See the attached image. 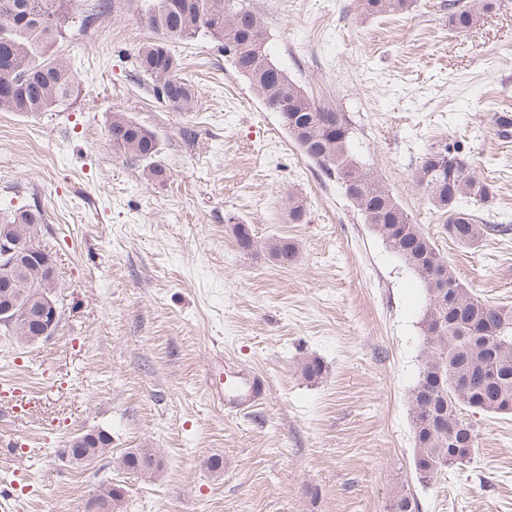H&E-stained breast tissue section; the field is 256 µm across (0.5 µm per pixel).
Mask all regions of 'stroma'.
<instances>
[{
  "label": "stroma",
  "mask_w": 512,
  "mask_h": 512,
  "mask_svg": "<svg viewBox=\"0 0 512 512\" xmlns=\"http://www.w3.org/2000/svg\"><path fill=\"white\" fill-rule=\"evenodd\" d=\"M94 2L80 0L92 21L60 48L76 72L68 106L0 112V209L42 210L61 307L55 336L0 352L11 512H86L107 483L123 490L122 512H388L400 492L419 512H512V415L465 409L470 462L427 482L415 470L426 292L413 272L214 43H177L201 100L178 111L135 80L134 54L153 37L136 0L99 18ZM445 2L376 17L363 0H250L289 76L343 115L362 165L456 276L512 307V235L459 246L412 184L431 144L461 141L494 190L481 222L512 223V139L491 122L512 113V0L467 31ZM116 112L157 134L165 180L113 154ZM292 195L303 223L288 221ZM238 221L251 250L237 246ZM272 238L297 245L293 265L270 257ZM224 357L269 385L248 414L207 394L205 372ZM311 361L321 372L309 379ZM99 431L110 454L63 459L72 436ZM133 448L156 450L153 474L115 467Z\"/></svg>",
  "instance_id": "1"
}]
</instances>
